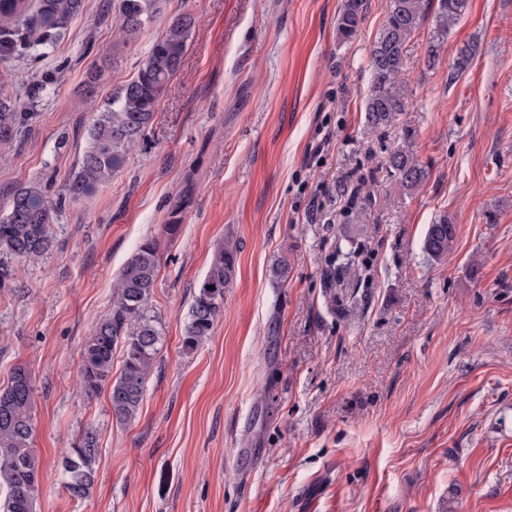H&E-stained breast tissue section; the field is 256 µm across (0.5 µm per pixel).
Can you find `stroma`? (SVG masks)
<instances>
[{
    "mask_svg": "<svg viewBox=\"0 0 512 512\" xmlns=\"http://www.w3.org/2000/svg\"><path fill=\"white\" fill-rule=\"evenodd\" d=\"M118 0H85L53 50L0 66L37 112L0 149V206L21 184L63 197L54 242L0 285V387L32 373L37 512H512V0H468L436 66L427 14L407 45L399 127L368 134L369 51L388 0L340 43L343 0H158L132 40ZM195 19L184 64L140 146L108 184L64 198L93 110L155 37ZM475 57L449 79L460 48ZM427 172L401 191L383 166L401 128ZM366 176L373 282L354 310L323 284L336 225L309 216L341 176ZM448 214L455 249L432 261ZM166 224L181 232L170 240ZM240 242L211 338L180 339L215 249ZM157 238L161 351L129 424L85 402L80 351L137 245ZM287 257L286 281L271 266ZM97 480L71 498L60 459L87 425ZM455 239V224L448 214H442L428 225L422 248L430 259L441 261L453 252Z\"/></svg>",
    "mask_w": 512,
    "mask_h": 512,
    "instance_id": "35a3bbf8",
    "label": "stroma"
}]
</instances>
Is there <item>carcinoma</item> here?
<instances>
[{
	"instance_id": "obj_1",
	"label": "carcinoma",
	"mask_w": 512,
	"mask_h": 512,
	"mask_svg": "<svg viewBox=\"0 0 512 512\" xmlns=\"http://www.w3.org/2000/svg\"><path fill=\"white\" fill-rule=\"evenodd\" d=\"M157 0H119L122 31L133 38L150 19ZM84 0H0V62L52 48L68 25L82 13ZM467 0H437V38L426 48L428 63L440 56L448 31L459 20ZM429 0H389L384 25L369 52L371 85L364 105V123L371 133L399 124L406 112L409 79L405 63L407 44L424 20ZM365 0H344L337 21V39L356 37L364 20ZM193 27L192 18L181 16L152 42L137 74L112 96L107 107L94 113L88 129V146L80 170L68 185L79 197L110 181L145 136L167 85L180 71ZM474 58V49H460L452 70L463 74ZM33 105L18 109L8 88L0 84V147H10ZM402 143L390 149L386 172L404 191L416 189L427 172L410 146V131L401 128ZM329 202L342 205V213L354 222L365 220L375 203L365 190V177L346 175L329 190ZM7 211L0 215V281L12 276L10 262L44 256L52 243L55 208L41 186L19 185L9 196ZM455 224L442 214L428 225L423 251L436 261L454 250ZM365 242L340 230L334 252L327 260L329 288L344 291L349 308L358 304L369 264ZM239 242L230 234L216 249L209 269L199 282L184 322L181 351L195 353L212 335L224 303V290L236 275ZM160 268L158 244L146 239L122 268L107 313L95 324L80 352L79 382L86 402L102 389L109 390L112 419L130 422L144 401L148 379L160 352V322L151 301ZM119 371H114L115 356ZM33 384L24 367L14 369L9 384L0 388V512H36L41 464L32 448ZM98 432L89 426L76 443L62 451L63 485L74 499L87 498L97 477Z\"/></svg>"
}]
</instances>
